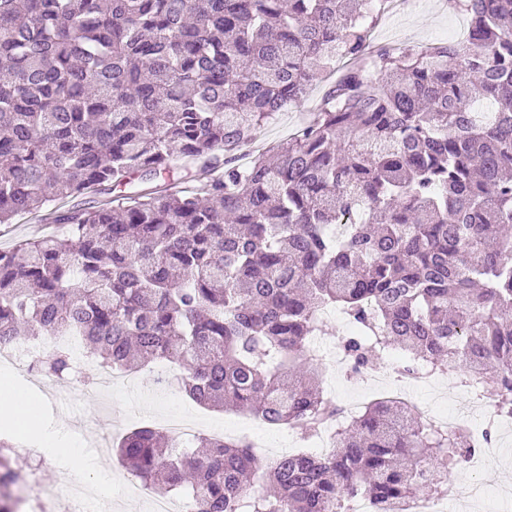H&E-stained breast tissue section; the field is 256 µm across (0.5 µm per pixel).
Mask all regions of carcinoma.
<instances>
[{
    "instance_id": "carcinoma-1",
    "label": "carcinoma",
    "mask_w": 512,
    "mask_h": 512,
    "mask_svg": "<svg viewBox=\"0 0 512 512\" xmlns=\"http://www.w3.org/2000/svg\"><path fill=\"white\" fill-rule=\"evenodd\" d=\"M387 3L0 0V224L62 227L0 248V338L71 336L110 369L170 360L195 402L309 438L341 410L310 347L330 307L352 371L399 349L402 376L459 374L512 415V0H453L463 41L371 51ZM329 78L315 122L238 163ZM38 370L76 372L72 350ZM194 447L149 427L116 444L202 512H340L347 495L387 512L448 495L433 462L477 452L394 397L336 426L327 455L262 468L243 439ZM30 469L0 437V485ZM258 474L274 494L249 493Z\"/></svg>"
}]
</instances>
